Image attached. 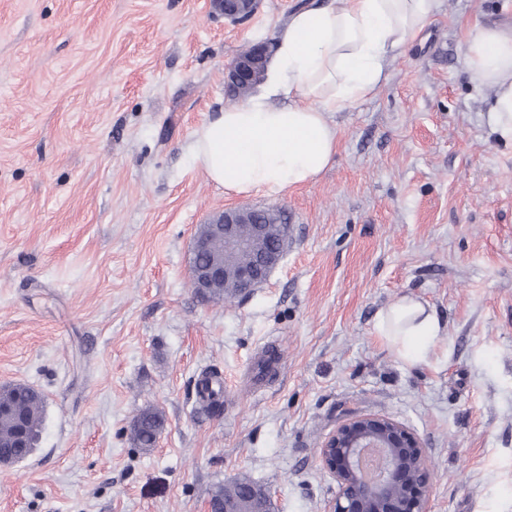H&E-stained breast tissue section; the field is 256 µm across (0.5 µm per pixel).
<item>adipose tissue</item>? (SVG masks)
Returning <instances> with one entry per match:
<instances>
[{
    "label": "adipose tissue",
    "instance_id": "1",
    "mask_svg": "<svg viewBox=\"0 0 512 512\" xmlns=\"http://www.w3.org/2000/svg\"><path fill=\"white\" fill-rule=\"evenodd\" d=\"M438 8L439 0H333L294 13L276 35L265 92L204 123L189 146L193 164L230 195H279L315 182L336 153L334 115L378 89L389 59ZM466 64L492 92V133L512 146V26L480 28ZM275 96L282 104H272ZM376 329L407 362L422 360L442 332L435 314L409 297L382 310Z\"/></svg>",
    "mask_w": 512,
    "mask_h": 512
}]
</instances>
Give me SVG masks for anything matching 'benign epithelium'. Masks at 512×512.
I'll list each match as a JSON object with an SVG mask.
<instances>
[{"mask_svg":"<svg viewBox=\"0 0 512 512\" xmlns=\"http://www.w3.org/2000/svg\"><path fill=\"white\" fill-rule=\"evenodd\" d=\"M253 66L251 59L235 58L225 71L228 87L250 80ZM251 214L253 210L247 207L227 208L210 219L211 231L222 237L227 254L247 249L237 228L252 223ZM254 232L262 235L264 226L254 224ZM282 253L279 247L259 255L251 267L236 270L241 294L267 281ZM225 270L223 261L194 267L195 287L201 293L216 287ZM318 456L337 485L328 512H430L431 475L423 446L401 422L377 415L346 419L328 435Z\"/></svg>","mask_w":512,"mask_h":512,"instance_id":"1","label":"benign epithelium"}]
</instances>
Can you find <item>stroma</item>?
<instances>
[{
	"label": "stroma",
	"mask_w": 512,
	"mask_h": 512,
	"mask_svg": "<svg viewBox=\"0 0 512 512\" xmlns=\"http://www.w3.org/2000/svg\"><path fill=\"white\" fill-rule=\"evenodd\" d=\"M297 2L237 24L208 0H0V386L45 401L33 453L0 465V512H208L237 477L272 512H327L317 450L353 413L418 435L431 512H512V147L465 63L512 6L440 0L336 113L316 182L225 194L188 147L231 102L226 65ZM238 206L284 208L287 251L251 295L201 300L192 237ZM404 296L443 326L417 365L375 331ZM270 341L281 364L258 371ZM148 405L164 427L144 451L128 428Z\"/></svg>",
	"instance_id": "1"
}]
</instances>
